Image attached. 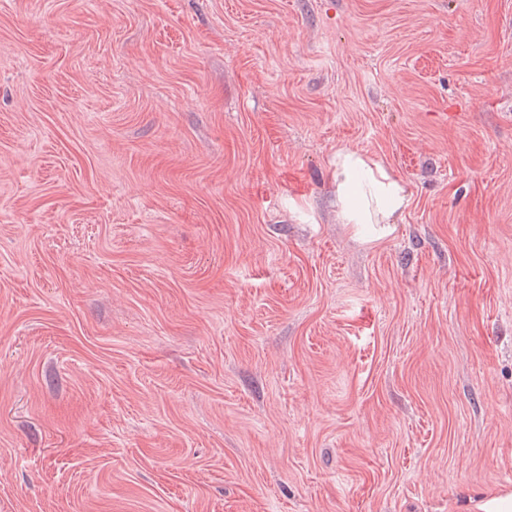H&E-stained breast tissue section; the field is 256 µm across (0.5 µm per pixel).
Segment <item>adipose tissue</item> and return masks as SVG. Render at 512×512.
I'll list each match as a JSON object with an SVG mask.
<instances>
[{
	"label": "adipose tissue",
	"mask_w": 512,
	"mask_h": 512,
	"mask_svg": "<svg viewBox=\"0 0 512 512\" xmlns=\"http://www.w3.org/2000/svg\"><path fill=\"white\" fill-rule=\"evenodd\" d=\"M333 181L336 206L346 224H391L410 204L405 182L357 150L337 152Z\"/></svg>",
	"instance_id": "ef3b65f1"
}]
</instances>
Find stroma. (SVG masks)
<instances>
[{
	"label": "stroma",
	"mask_w": 512,
	"mask_h": 512,
	"mask_svg": "<svg viewBox=\"0 0 512 512\" xmlns=\"http://www.w3.org/2000/svg\"><path fill=\"white\" fill-rule=\"evenodd\" d=\"M345 148L389 230L342 223ZM511 475L512 0H0V512ZM333 181L336 207L345 224H395L410 204L407 185L368 155L353 149L336 153Z\"/></svg>",
	"instance_id": "stroma-1"
}]
</instances>
